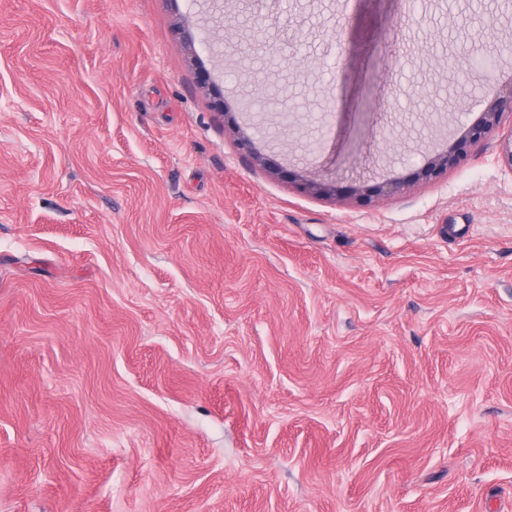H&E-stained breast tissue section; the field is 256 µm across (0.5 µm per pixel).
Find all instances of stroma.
Returning <instances> with one entry per match:
<instances>
[{"label":"stroma","mask_w":512,"mask_h":512,"mask_svg":"<svg viewBox=\"0 0 512 512\" xmlns=\"http://www.w3.org/2000/svg\"><path fill=\"white\" fill-rule=\"evenodd\" d=\"M467 28L512 5L0 0V512H512V126L417 176L512 84ZM239 147L246 154L256 158L260 164L269 170L274 171L276 174L283 176L289 175L288 169L284 168L275 156L265 155L259 152L255 146L253 138L249 135H243L239 140Z\"/></svg>","instance_id":"obj_1"}]
</instances>
